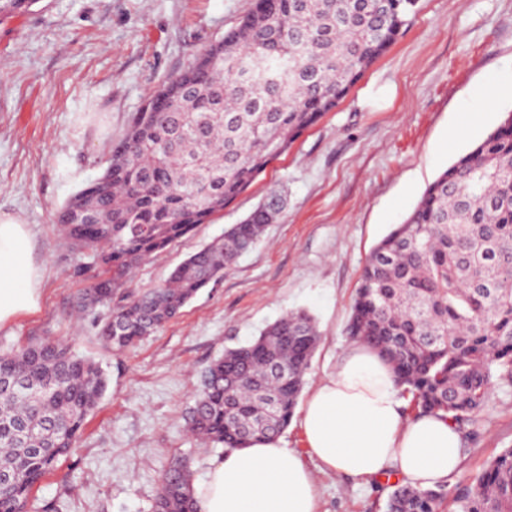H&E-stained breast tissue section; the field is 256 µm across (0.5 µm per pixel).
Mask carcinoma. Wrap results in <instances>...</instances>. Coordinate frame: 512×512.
Listing matches in <instances>:
<instances>
[{
    "label": "carcinoma",
    "instance_id": "obj_1",
    "mask_svg": "<svg viewBox=\"0 0 512 512\" xmlns=\"http://www.w3.org/2000/svg\"><path fill=\"white\" fill-rule=\"evenodd\" d=\"M419 0H265L223 37L209 69L192 63L153 91L112 147L99 182L58 209L62 233L104 270L84 306L107 309L99 333L133 348L176 317L253 249L283 207L274 194L224 236L179 263L157 288L130 287L142 261L191 235L333 111L418 11ZM86 213L97 224H83ZM392 366L416 414L473 419L497 383L512 384V113L428 184L371 251L346 325ZM319 341L294 311L206 370L191 432L245 448L291 422ZM109 379L100 361L53 340L0 352V512H25L32 487L70 453ZM187 461L161 475L153 512H193ZM512 512V448L464 488L396 487L387 512Z\"/></svg>",
    "mask_w": 512,
    "mask_h": 512
}]
</instances>
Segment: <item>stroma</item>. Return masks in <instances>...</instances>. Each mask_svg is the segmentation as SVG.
<instances>
[{
	"instance_id": "obj_1",
	"label": "stroma",
	"mask_w": 512,
	"mask_h": 512,
	"mask_svg": "<svg viewBox=\"0 0 512 512\" xmlns=\"http://www.w3.org/2000/svg\"><path fill=\"white\" fill-rule=\"evenodd\" d=\"M253 2L35 0L0 17V212L25 221L41 272L37 310L0 327V350L63 339L101 361L110 379L74 450L32 488L29 512H151L159 478L178 458L201 478L219 451L188 433L185 418L204 370L286 312L307 310L320 331L306 384L329 372L352 347L344 328L372 248L442 170L512 112V98L478 116L468 108L477 87L512 73V0H421L406 32L335 111L224 211L141 263L132 286H158L227 225L282 194L263 241L153 336L109 351L95 313L76 312L98 268L60 235L56 211L102 172L147 96ZM452 126L460 136L451 147ZM460 432L450 489L512 448V386L495 385ZM312 473L317 512H385L390 485L317 465Z\"/></svg>"
}]
</instances>
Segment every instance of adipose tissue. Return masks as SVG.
I'll return each instance as SVG.
<instances>
[{"mask_svg": "<svg viewBox=\"0 0 512 512\" xmlns=\"http://www.w3.org/2000/svg\"><path fill=\"white\" fill-rule=\"evenodd\" d=\"M40 279L26 224L0 213V325L37 307ZM299 426L323 468L362 480L391 476L425 489L461 455L455 426L433 414L407 416L391 366L360 344L313 384ZM193 493L196 512H316L318 497L304 459L277 438L212 459Z\"/></svg>", "mask_w": 512, "mask_h": 512, "instance_id": "adipose-tissue-1", "label": "adipose tissue"}]
</instances>
